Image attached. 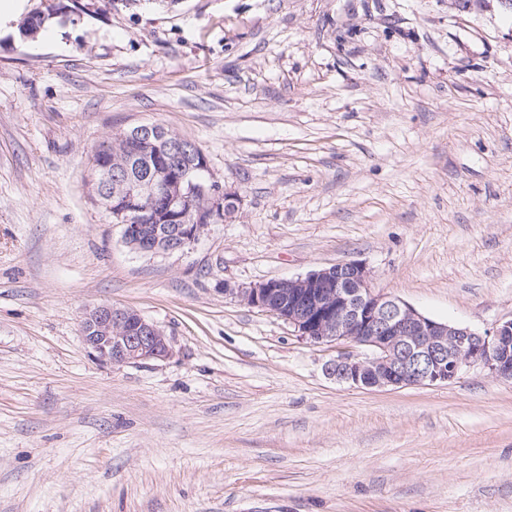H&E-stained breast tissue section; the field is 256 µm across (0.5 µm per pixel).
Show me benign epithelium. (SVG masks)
<instances>
[{
	"label": "benign epithelium",
	"mask_w": 512,
	"mask_h": 512,
	"mask_svg": "<svg viewBox=\"0 0 512 512\" xmlns=\"http://www.w3.org/2000/svg\"><path fill=\"white\" fill-rule=\"evenodd\" d=\"M118 139L124 146L118 167L92 173L91 181L102 203L111 195L126 197V207L115 216L131 249L182 252L212 224L233 218L240 197L210 186L206 156L194 143L159 123L135 126ZM145 201L164 203L163 223H136ZM224 294L276 315L314 343L367 349L364 355L342 352L325 366L329 376L351 387L432 386L475 366L512 379V319L484 333L439 322L374 292L368 271L357 262L249 288L226 284ZM82 342L94 359L113 366L163 361L172 354L156 324L133 309L112 305L86 312Z\"/></svg>",
	"instance_id": "7a95c632"
}]
</instances>
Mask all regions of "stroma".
<instances>
[{
  "label": "stroma",
  "mask_w": 512,
  "mask_h": 512,
  "mask_svg": "<svg viewBox=\"0 0 512 512\" xmlns=\"http://www.w3.org/2000/svg\"><path fill=\"white\" fill-rule=\"evenodd\" d=\"M55 2L0 37V512H512V380L339 384V344L224 293L355 261L512 319V0ZM153 122L242 198L183 252L130 249L88 184ZM98 304L171 357L93 359Z\"/></svg>",
  "instance_id": "stroma-1"
}]
</instances>
